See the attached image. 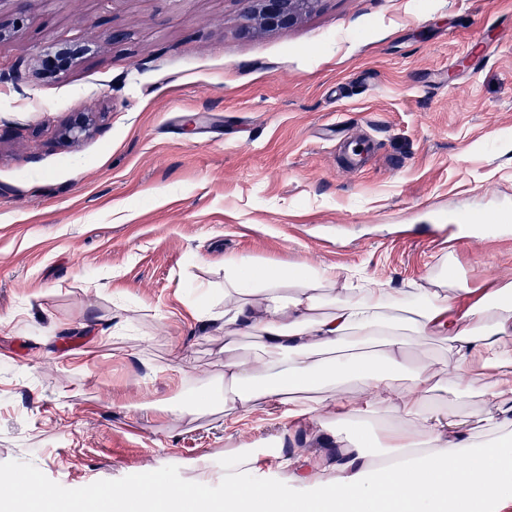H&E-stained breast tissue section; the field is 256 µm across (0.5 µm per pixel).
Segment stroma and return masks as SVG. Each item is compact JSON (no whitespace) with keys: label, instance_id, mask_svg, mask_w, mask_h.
<instances>
[{"label":"stroma","instance_id":"obj_1","mask_svg":"<svg viewBox=\"0 0 512 512\" xmlns=\"http://www.w3.org/2000/svg\"><path fill=\"white\" fill-rule=\"evenodd\" d=\"M242 0H0V473L28 512L239 446L332 443L281 411L168 412L214 386L224 261L333 266L402 292L447 259L512 283V0H324L245 37ZM29 21L17 24L19 13ZM81 30L69 69L39 56ZM124 31L121 40L113 31ZM93 133L61 143L71 113ZM430 224L476 238L432 246Z\"/></svg>","mask_w":512,"mask_h":512}]
</instances>
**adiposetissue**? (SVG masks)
Listing matches in <instances>:
<instances>
[{
	"label": "adipose tissue",
	"instance_id": "obj_1",
	"mask_svg": "<svg viewBox=\"0 0 512 512\" xmlns=\"http://www.w3.org/2000/svg\"><path fill=\"white\" fill-rule=\"evenodd\" d=\"M339 279L332 268L304 263L266 267L241 258L224 262V308H200L197 317L221 323L226 337L217 401L224 422L241 413L287 406L290 422L315 423L339 448L327 465L295 454L288 481L313 489L299 503L277 486L249 480L258 459L242 453L224 472V498L213 507L205 473L177 486L152 478L147 486L108 496L86 493L93 504L122 508L144 501L164 512H505L512 505V286L470 288L447 268L401 295L366 281L349 296L327 295ZM256 335L261 349L235 354L232 337ZM447 343L454 362L444 377L407 358V338ZM357 383L350 399L344 383ZM313 390L297 398L293 389ZM449 401L479 398L487 412L461 415L432 406L433 393ZM403 412L388 429L384 450L370 455L337 423L377 405Z\"/></svg>",
	"mask_w": 512,
	"mask_h": 512
}]
</instances>
